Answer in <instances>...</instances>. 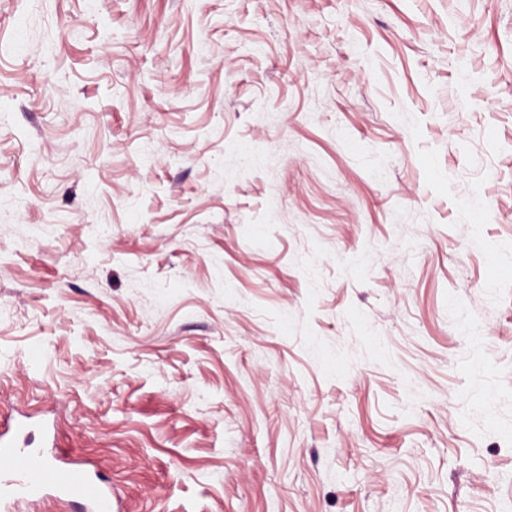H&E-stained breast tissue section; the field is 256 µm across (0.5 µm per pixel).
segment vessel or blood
<instances>
[{"label": "vessel or blood", "instance_id": "vessel-or-blood-1", "mask_svg": "<svg viewBox=\"0 0 512 512\" xmlns=\"http://www.w3.org/2000/svg\"><path fill=\"white\" fill-rule=\"evenodd\" d=\"M0 461L6 464L0 471V512L13 499L47 491L87 503V512H113L112 492L104 481L61 465L58 456L5 443L0 445Z\"/></svg>", "mask_w": 512, "mask_h": 512}]
</instances>
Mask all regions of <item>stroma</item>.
<instances>
[{
  "label": "stroma",
  "mask_w": 512,
  "mask_h": 512,
  "mask_svg": "<svg viewBox=\"0 0 512 512\" xmlns=\"http://www.w3.org/2000/svg\"><path fill=\"white\" fill-rule=\"evenodd\" d=\"M123 512H512V0H0V426Z\"/></svg>",
  "instance_id": "obj_1"
}]
</instances>
